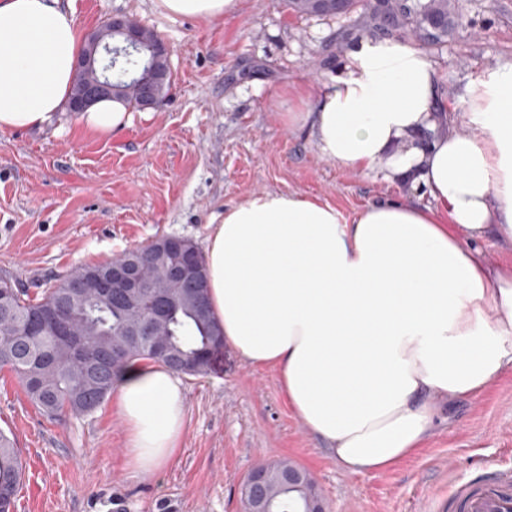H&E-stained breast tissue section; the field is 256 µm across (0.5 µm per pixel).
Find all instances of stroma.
<instances>
[{
	"label": "stroma",
	"instance_id": "35a3bbf8",
	"mask_svg": "<svg viewBox=\"0 0 512 512\" xmlns=\"http://www.w3.org/2000/svg\"><path fill=\"white\" fill-rule=\"evenodd\" d=\"M80 33L126 16L162 35L171 82L163 102L134 109L101 135L60 110L39 128L0 132V276L30 294L88 264L166 236L205 247L226 207L260 192L313 196L352 219L366 204H430L429 196L323 160L306 130L289 127L279 93L318 94L370 38V10L299 15L285 0H238L210 22L171 20L153 0H71ZM446 38L421 48L457 104L470 78L512 61V0H452ZM187 419L177 458L134 476L111 400L62 420L43 416L0 370V431L24 477L12 512H241L256 466L287 458L312 473L330 512H422L429 497L512 469V371L477 399L444 409L423 448L394 467L344 470L290 409L279 376L231 348L204 375L182 378Z\"/></svg>",
	"mask_w": 512,
	"mask_h": 512
}]
</instances>
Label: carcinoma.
<instances>
[{"label":"carcinoma","mask_w":512,"mask_h":512,"mask_svg":"<svg viewBox=\"0 0 512 512\" xmlns=\"http://www.w3.org/2000/svg\"><path fill=\"white\" fill-rule=\"evenodd\" d=\"M295 12L314 15L343 13L357 0H287ZM370 10L388 26L412 28L438 40L451 25L450 0H378ZM124 67L114 79L117 94L130 106L136 98L124 91L126 80L138 66L134 52L123 49ZM185 251L197 255V279L203 286L199 301L177 284L170 269L179 254L156 251L154 244L129 250L116 262L149 255L145 278L148 292L137 302L120 297L74 294V285L88 275H105L112 263L84 265L47 288L32 300L26 291L13 288L6 308L0 307V369L11 372L28 399L43 414L62 418L97 408L112 392L120 369L134 359H149L175 373L202 375L224 348L209 300L205 261L189 242ZM57 308L77 344L33 328L41 309ZM22 482L19 458L10 438L0 431V512H9ZM273 512H300L301 498L288 491H273Z\"/></svg>","instance_id":"cac0c4a2"}]
</instances>
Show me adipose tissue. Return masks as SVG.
Instances as JSON below:
<instances>
[{
  "mask_svg": "<svg viewBox=\"0 0 512 512\" xmlns=\"http://www.w3.org/2000/svg\"><path fill=\"white\" fill-rule=\"evenodd\" d=\"M163 16L215 20L238 0H153ZM82 41L58 0H0V131L49 122L68 100ZM439 76L408 40L366 41L288 123L321 158L424 187L428 205L374 202L352 221L335 206L263 192L225 210L205 250L224 343L279 375L289 406L354 474L422 448L443 406L512 370V61L471 79L466 131L439 112ZM127 465L149 476L179 452L186 402L176 373L145 359L112 388ZM472 244L479 248L492 262L512 260V252L504 247L494 230H489L484 237L472 242Z\"/></svg>",
  "mask_w": 512,
  "mask_h": 512,
  "instance_id": "ef3b65f1",
  "label": "adipose tissue"
}]
</instances>
